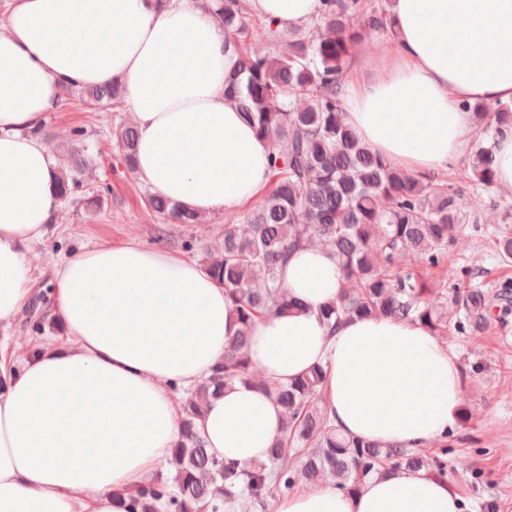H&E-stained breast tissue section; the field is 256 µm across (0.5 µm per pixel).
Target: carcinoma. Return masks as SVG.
<instances>
[{
    "instance_id": "carcinoma-1",
    "label": "carcinoma",
    "mask_w": 512,
    "mask_h": 512,
    "mask_svg": "<svg viewBox=\"0 0 512 512\" xmlns=\"http://www.w3.org/2000/svg\"><path fill=\"white\" fill-rule=\"evenodd\" d=\"M318 34L291 39L273 53L248 48L249 31L239 0H216L214 15L239 55L225 77L224 94L257 136L275 149L266 194L251 209L224 225V248L208 252L203 269L224 286L238 330L224 350V362L203 384L185 392L181 435L171 451L173 475L142 487L127 512H220L240 505L264 512L269 499L287 496L301 484L329 475L344 493L357 491L372 475L424 469L448 477V454L462 444L448 430L421 448L383 446L340 433L324 403L325 371L316 366L286 385L269 388L284 411L278 439L266 461L238 472L213 458L195 429L209 397L236 382L264 384L254 371L248 343L260 317L294 304L286 297L276 270L289 251L303 245L330 247L344 273L345 286L321 316L333 326L343 318H388L416 323L437 336L445 331L480 336L497 319L512 315V278L489 287L483 272L448 260V250L467 224L477 223L439 176H414L391 166L344 122L341 87L364 29L392 27L386 5L367 0H322ZM80 93L102 108L120 102L114 82L83 86ZM488 137L512 129V106L473 107ZM112 141L128 169H134L137 131L112 122ZM70 157L57 167L55 193L64 204L95 208L106 187L91 182L90 144L84 129L73 131ZM287 141L281 148L280 142ZM472 184L488 190L496 183L491 148L481 145L468 160ZM146 207L178 224H199L200 216L153 192ZM500 262L512 264V210H503L492 233ZM413 256L417 265L399 267ZM451 294L452 310L434 291ZM299 458L295 468L280 464L286 452Z\"/></svg>"
}]
</instances>
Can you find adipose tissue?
<instances>
[{
    "mask_svg": "<svg viewBox=\"0 0 512 512\" xmlns=\"http://www.w3.org/2000/svg\"><path fill=\"white\" fill-rule=\"evenodd\" d=\"M212 0H8L0 16V325L32 289L27 248L59 210L46 120L62 87L120 81L138 131L135 172L154 192L210 216L259 199L272 147L224 96L237 61ZM321 0H251L278 30L313 22ZM394 50L374 74L347 71L343 110L370 149L410 174L447 171L470 147L469 104H512V0H390ZM278 278L298 310L257 320L248 346L266 387L210 399L196 430L211 455L266 459L283 414L268 392L311 367L344 433L405 448L431 445L457 419L456 358L418 325L352 318L329 328L321 307L345 279L334 254L307 244ZM59 338L0 357V512H126L167 466L180 437L174 390L224 358L237 326L223 286L176 252L104 242L52 270ZM270 512H464L448 481L425 471L371 476L269 502Z\"/></svg>",
    "mask_w": 512,
    "mask_h": 512,
    "instance_id": "adipose-tissue-1",
    "label": "adipose tissue"
}]
</instances>
